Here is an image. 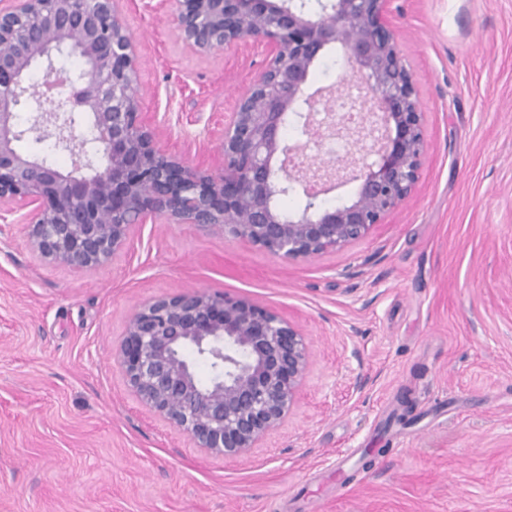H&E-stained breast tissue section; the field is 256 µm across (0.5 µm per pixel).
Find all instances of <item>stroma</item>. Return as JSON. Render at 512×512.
Returning <instances> with one entry per match:
<instances>
[{"instance_id": "stroma-1", "label": "stroma", "mask_w": 512, "mask_h": 512, "mask_svg": "<svg viewBox=\"0 0 512 512\" xmlns=\"http://www.w3.org/2000/svg\"><path fill=\"white\" fill-rule=\"evenodd\" d=\"M393 6L427 153L366 238L287 262L140 224L113 263L77 271L0 223V512H512V0ZM118 7L163 144L220 168L262 50L199 55L170 7ZM191 289L277 311L311 344L295 411L243 456L196 448L114 357L140 305Z\"/></svg>"}]
</instances>
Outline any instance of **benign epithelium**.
I'll use <instances>...</instances> for the list:
<instances>
[{"label": "benign epithelium", "instance_id": "7a95c632", "mask_svg": "<svg viewBox=\"0 0 512 512\" xmlns=\"http://www.w3.org/2000/svg\"><path fill=\"white\" fill-rule=\"evenodd\" d=\"M117 0H0V222L28 227L42 260L108 265L138 224H196L224 239L306 261L367 237L415 191L427 150L418 91L391 22L392 0H173L176 38L207 55L262 44L267 62L224 117L222 165L203 169L160 146L141 112L139 55ZM339 48L358 94L339 82L308 93ZM75 56L78 74L57 66ZM62 74L69 90L23 129L30 74ZM351 99V111H319ZM304 119L302 144L282 131ZM395 133H390V127ZM25 135L69 151L71 169L25 154ZM340 141L339 158L307 147ZM376 157L369 164L367 159ZM348 180L355 198L323 196ZM292 192L303 206L286 214ZM116 360L138 398L214 457L248 452L295 408L311 350L299 326L247 299L206 290L157 297L134 311ZM210 370L208 381L196 366Z\"/></svg>", "mask_w": 512, "mask_h": 512}]
</instances>
